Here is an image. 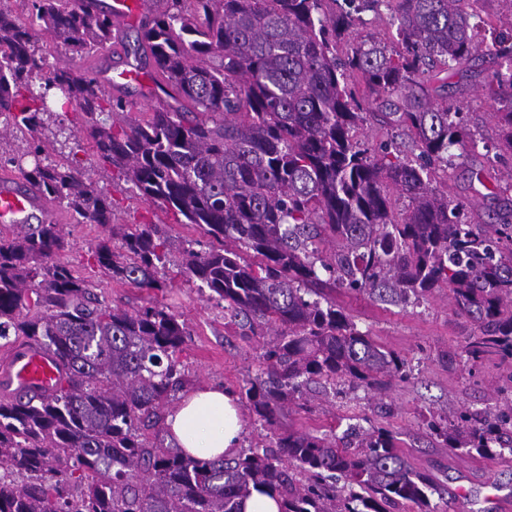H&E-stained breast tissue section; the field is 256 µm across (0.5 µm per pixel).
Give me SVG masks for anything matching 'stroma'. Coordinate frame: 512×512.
Returning <instances> with one entry per match:
<instances>
[{
    "label": "stroma",
    "mask_w": 512,
    "mask_h": 512,
    "mask_svg": "<svg viewBox=\"0 0 512 512\" xmlns=\"http://www.w3.org/2000/svg\"><path fill=\"white\" fill-rule=\"evenodd\" d=\"M139 35V24H126L102 57H74L63 47L48 42L44 45L47 65L116 66L125 63ZM482 83L479 77L468 80L461 105L471 128L493 141L497 138L494 105L483 96ZM81 158L91 179L121 199L117 223L152 222L180 242L206 245L207 238L199 229L178 223L173 212L144 202L128 185L118 181L112 168L99 161L93 150H85ZM49 212L54 223L63 225L68 239L58 262L85 279L109 304L128 308L161 301L186 323L191 335L180 361L189 378V390L215 385L239 395L250 379L263 372L264 337L243 339L238 328L225 319L223 305L179 277L162 292L112 281L90 258L104 229L97 224L72 223L68 212L59 205L50 206ZM333 298L337 306L354 317L361 330L370 332L380 345L406 359L408 376L395 380L381 393L311 388L306 408H292L283 421L284 427L346 443L371 428H386L397 436L399 451L414 470L429 475L439 485V493L430 497L436 512H495L490 495H512V454L483 457L446 448L431 436L428 424L461 407L483 411L506 405L512 400V366L494 359L477 365L467 360L464 347L474 324L454 312L447 289H436L420 304L407 306L384 305L343 288L337 289ZM461 488L466 490V498L458 497Z\"/></svg>",
    "instance_id": "1"
}]
</instances>
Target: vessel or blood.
Segmentation results:
<instances>
[{"label":"vessel or blood","mask_w":512,"mask_h":512,"mask_svg":"<svg viewBox=\"0 0 512 512\" xmlns=\"http://www.w3.org/2000/svg\"><path fill=\"white\" fill-rule=\"evenodd\" d=\"M143 0H109L107 11L114 25L121 26L141 17ZM108 86L124 89L132 86L144 88L147 75L135 65L127 64L108 69L105 74ZM38 208L32 192L17 180L0 182V223H30ZM62 377L59 366L51 355L36 346L16 348L9 359L0 364V384L13 393L50 390Z\"/></svg>","instance_id":"obj_1"}]
</instances>
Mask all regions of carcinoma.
<instances>
[{"label":"carcinoma","mask_w":512,"mask_h":512,"mask_svg":"<svg viewBox=\"0 0 512 512\" xmlns=\"http://www.w3.org/2000/svg\"><path fill=\"white\" fill-rule=\"evenodd\" d=\"M82 0H22L23 22L0 2V136L35 158L14 166L33 194L76 224L106 234L93 258L111 279L161 291L168 256L178 274L224 302L245 336H263L264 376L247 383L252 412L277 431L275 448L198 460L165 443L163 408L189 384L179 361L190 332L161 302L109 305L56 260L60 225L0 228V339L37 345L63 376L51 392L0 396V512H241L252 490L280 512H434V481L375 428L354 446L292 429L282 418L312 385L387 389L407 361L358 329L329 292L382 304L417 303L448 289L476 325L464 353L512 359V198L485 167L471 170L504 195L491 222L436 187L477 146L466 113L448 103V76L482 55L497 60L482 85L512 156V25H494L481 0H164L144 19L134 55L153 61L164 98L131 117L98 68L55 67L33 28L78 56L107 47L114 28ZM390 11L396 45L347 29ZM408 138L375 146L357 137L365 103ZM84 122L61 163L43 164L53 107ZM140 198L200 228L209 249L178 245L157 224H118L112 195L77 158L83 143ZM408 199L392 215L393 194ZM122 240V250L112 239ZM508 412L460 411L430 422L451 449L512 451Z\"/></svg>","instance_id":"obj_1"}]
</instances>
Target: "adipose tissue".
<instances>
[{
    "instance_id": "1",
    "label": "adipose tissue",
    "mask_w": 512,
    "mask_h": 512,
    "mask_svg": "<svg viewBox=\"0 0 512 512\" xmlns=\"http://www.w3.org/2000/svg\"><path fill=\"white\" fill-rule=\"evenodd\" d=\"M165 424L185 454L202 460L235 454L243 433L233 394L207 386L185 398L167 415Z\"/></svg>"
}]
</instances>
